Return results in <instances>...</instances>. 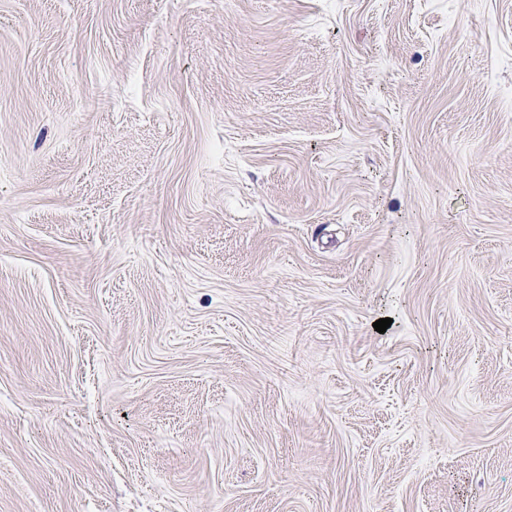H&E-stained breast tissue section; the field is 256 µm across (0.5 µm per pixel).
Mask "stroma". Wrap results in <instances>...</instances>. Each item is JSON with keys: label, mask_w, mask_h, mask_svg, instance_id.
I'll return each instance as SVG.
<instances>
[{"label": "stroma", "mask_w": 512, "mask_h": 512, "mask_svg": "<svg viewBox=\"0 0 512 512\" xmlns=\"http://www.w3.org/2000/svg\"><path fill=\"white\" fill-rule=\"evenodd\" d=\"M0 512H512V0H0Z\"/></svg>", "instance_id": "1"}]
</instances>
